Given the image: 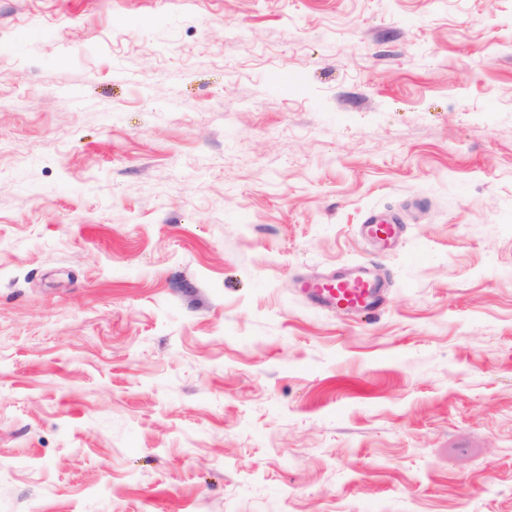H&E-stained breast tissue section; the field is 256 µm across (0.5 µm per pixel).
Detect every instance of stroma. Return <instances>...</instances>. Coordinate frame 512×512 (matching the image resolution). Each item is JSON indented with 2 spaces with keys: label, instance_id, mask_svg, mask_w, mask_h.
Here are the masks:
<instances>
[{
  "label": "stroma",
  "instance_id": "stroma-1",
  "mask_svg": "<svg viewBox=\"0 0 512 512\" xmlns=\"http://www.w3.org/2000/svg\"><path fill=\"white\" fill-rule=\"evenodd\" d=\"M0 512H512V0H0ZM401 226L395 220H380L375 215L367 216L362 224L365 237L379 243H390L400 236ZM301 289L318 304L349 313L371 311L382 302L381 288L365 265L349 268L332 279L305 280Z\"/></svg>",
  "mask_w": 512,
  "mask_h": 512
}]
</instances>
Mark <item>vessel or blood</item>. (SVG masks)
<instances>
[{
    "mask_svg": "<svg viewBox=\"0 0 512 512\" xmlns=\"http://www.w3.org/2000/svg\"><path fill=\"white\" fill-rule=\"evenodd\" d=\"M400 232L401 226L396 221L381 220L373 215L366 217L362 225L363 235L379 243L394 241ZM302 291L318 304L350 313L377 309L382 302L379 284L363 265L350 268L328 280L303 281Z\"/></svg>",
    "mask_w": 512,
    "mask_h": 512,
    "instance_id": "obj_1",
    "label": "vessel or blood"
}]
</instances>
